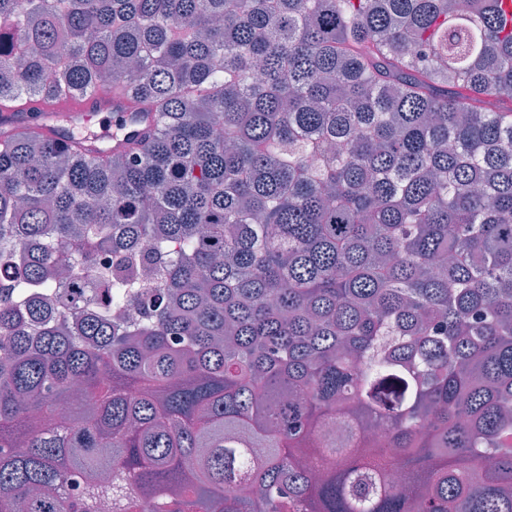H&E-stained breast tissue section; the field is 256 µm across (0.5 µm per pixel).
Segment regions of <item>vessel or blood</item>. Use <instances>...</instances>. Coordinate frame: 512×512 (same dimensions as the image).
I'll return each instance as SVG.
<instances>
[{"label":"vessel or blood","mask_w":512,"mask_h":512,"mask_svg":"<svg viewBox=\"0 0 512 512\" xmlns=\"http://www.w3.org/2000/svg\"><path fill=\"white\" fill-rule=\"evenodd\" d=\"M40 112H55L67 118L69 128L54 124L43 128L45 134L65 146L72 140L73 126L87 122L95 115L108 114L112 117L111 126L101 128L91 137L98 149L109 152L126 150L129 144L142 141L153 128L151 117L127 110L124 96L114 92L105 97L94 95L81 99H60L52 103L28 101L16 109L0 112V129L11 132L32 127L35 115Z\"/></svg>","instance_id":"b4317fda"}]
</instances>
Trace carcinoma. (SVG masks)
Listing matches in <instances>:
<instances>
[{
    "label": "carcinoma",
    "instance_id": "1",
    "mask_svg": "<svg viewBox=\"0 0 512 512\" xmlns=\"http://www.w3.org/2000/svg\"><path fill=\"white\" fill-rule=\"evenodd\" d=\"M105 78L0 130V512H512L501 0H0V106ZM37 112H57L69 120L70 127L62 129L54 124L43 126L42 131L57 139L62 145L70 144L74 129L78 124H86L93 115H112V126L104 127L96 123L91 129L100 131L91 135L92 143L98 149L112 153L127 149L130 143L142 141L153 129V120L145 114L130 112L125 107V98L120 92H112L107 97L100 95L81 99H59L52 103L44 100L26 101L22 106L0 113V128L7 132L31 128Z\"/></svg>",
    "mask_w": 512,
    "mask_h": 512
}]
</instances>
